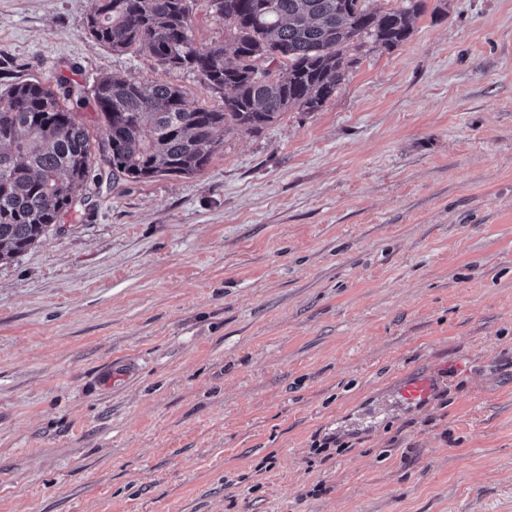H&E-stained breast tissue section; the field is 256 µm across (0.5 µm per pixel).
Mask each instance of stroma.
<instances>
[{
    "label": "stroma",
    "instance_id": "1",
    "mask_svg": "<svg viewBox=\"0 0 512 512\" xmlns=\"http://www.w3.org/2000/svg\"><path fill=\"white\" fill-rule=\"evenodd\" d=\"M0 263V512H512V0ZM0 0V90L200 76ZM440 381L388 405L398 378ZM436 390L434 376L424 374L410 375L397 390L400 400L407 408L421 406L428 402Z\"/></svg>",
    "mask_w": 512,
    "mask_h": 512
}]
</instances>
